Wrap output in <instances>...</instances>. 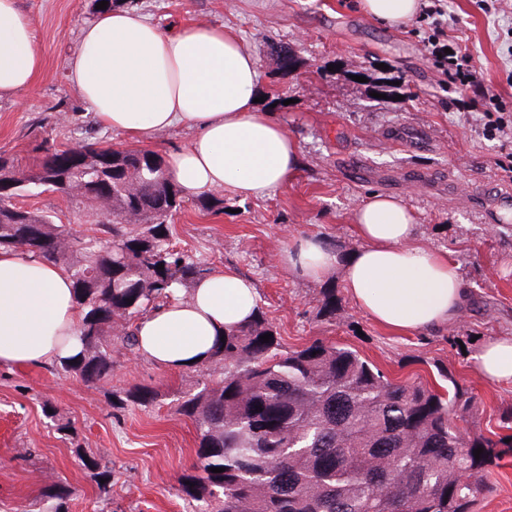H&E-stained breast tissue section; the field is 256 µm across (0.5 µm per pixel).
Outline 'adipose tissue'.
I'll return each mask as SVG.
<instances>
[{
  "mask_svg": "<svg viewBox=\"0 0 512 512\" xmlns=\"http://www.w3.org/2000/svg\"><path fill=\"white\" fill-rule=\"evenodd\" d=\"M42 66L33 20L20 0H0V98L27 92ZM67 77L103 126L138 143L189 130L188 146L170 152L166 166L187 197L222 190L266 199L301 165L297 140L257 107V60L230 29L174 31L132 9L104 12L82 27ZM353 222L362 245L351 254L306 237L291 242L282 261L311 281L341 274L353 303L396 334L439 329L463 312L467 292L457 263L417 244L416 218L403 200L372 195ZM259 302L252 280L230 266L214 269L187 299L137 322L135 350L174 371L206 364L224 332L248 321ZM77 327L65 269L0 249V366L77 354ZM472 361L487 381H512V336L487 340Z\"/></svg>",
  "mask_w": 512,
  "mask_h": 512,
  "instance_id": "obj_1",
  "label": "adipose tissue"
}]
</instances>
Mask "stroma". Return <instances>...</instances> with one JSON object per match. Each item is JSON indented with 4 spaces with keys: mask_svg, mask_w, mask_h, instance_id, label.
Listing matches in <instances>:
<instances>
[{
    "mask_svg": "<svg viewBox=\"0 0 512 512\" xmlns=\"http://www.w3.org/2000/svg\"><path fill=\"white\" fill-rule=\"evenodd\" d=\"M32 18L44 65L17 99H0V155L26 170L46 149L99 141L128 147L123 134L101 126L67 80L80 32L94 18L92 0H21ZM449 40L466 44L479 86L449 83L424 47L427 23L392 27L364 17L356 0H136V9L163 26L190 23L234 30L257 58L263 110L300 146L301 165L288 187L264 200L225 195L223 214L185 201L173 215L174 246L231 266L254 279L260 304L285 348L321 339L351 346L392 378L452 377L481 399L473 427L498 425L512 410V384L486 382L472 364L479 342L512 336V136L485 130L491 102L512 115V0H442ZM287 47L281 68L270 48ZM456 192H449V184ZM402 199L414 211L421 245L449 253L468 291L449 326L395 335L376 325L333 275L338 310L317 314L322 283L293 272L279 258L289 242L320 237L341 252L359 248L352 215L367 195ZM20 205L50 212L74 234L92 233L56 194L30 185ZM486 210L487 220L476 218ZM199 370L170 371L137 353L114 355L112 379L92 386L52 366L0 368V512H49L45 492L70 489L68 512H195L179 478L195 458L194 423L174 410L179 392ZM147 385L156 406L117 411L113 391ZM66 431H59V424ZM104 457L108 493L82 462ZM491 491L479 512H512V457L488 475Z\"/></svg>",
    "mask_w": 512,
    "mask_h": 512,
    "instance_id": "stroma-1",
    "label": "stroma"
}]
</instances>
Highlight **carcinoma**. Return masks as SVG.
<instances>
[{
  "label": "carcinoma",
  "instance_id": "carcinoma-1",
  "mask_svg": "<svg viewBox=\"0 0 512 512\" xmlns=\"http://www.w3.org/2000/svg\"><path fill=\"white\" fill-rule=\"evenodd\" d=\"M83 150L100 159L84 162ZM0 174L13 181L0 193V248L61 265L82 310V348L55 370L88 384L110 381L112 338L134 349L136 322L213 270L173 246L168 220L181 207L180 189L155 152L98 141L48 152L27 171L7 160ZM74 179L85 188L71 198L74 211L95 206L89 235L73 237L52 215L15 202L36 183L63 196ZM336 309L327 288L320 315ZM210 363L224 367L221 376L175 403L198 432L180 491L205 512H474L490 491V467L512 451V411L500 417L508 433L467 437L455 420L473 417L474 392L454 380L440 392L391 379L343 344L316 339L287 350L261 308L225 334ZM156 402L144 385L112 393L120 410Z\"/></svg>",
  "mask_w": 512,
  "mask_h": 512
}]
</instances>
